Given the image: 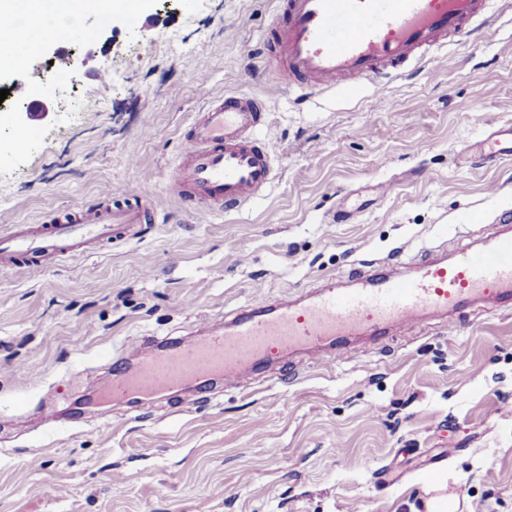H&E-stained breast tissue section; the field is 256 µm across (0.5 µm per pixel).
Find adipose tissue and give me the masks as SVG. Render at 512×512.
I'll return each instance as SVG.
<instances>
[{
  "instance_id": "ef3b65f1",
  "label": "adipose tissue",
  "mask_w": 512,
  "mask_h": 512,
  "mask_svg": "<svg viewBox=\"0 0 512 512\" xmlns=\"http://www.w3.org/2000/svg\"><path fill=\"white\" fill-rule=\"evenodd\" d=\"M139 9V0H0V15L25 14L29 26L20 30L0 27V69L24 64L29 52L43 36L64 39L71 20L82 18L91 10Z\"/></svg>"
}]
</instances>
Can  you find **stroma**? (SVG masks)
Listing matches in <instances>:
<instances>
[{
  "label": "stroma",
  "instance_id": "stroma-1",
  "mask_svg": "<svg viewBox=\"0 0 512 512\" xmlns=\"http://www.w3.org/2000/svg\"><path fill=\"white\" fill-rule=\"evenodd\" d=\"M274 7L141 0L134 21L86 16L96 56L41 119H18L29 100L14 85L61 72L62 53L83 56L85 42L46 41L0 72L12 92L0 111V236L144 172L162 217L137 239L0 272V512H424L430 480L458 493L459 512H512V309L479 304L451 323L362 336L333 362L278 356L205 391L113 406L106 421L68 413L143 337L296 299L363 260L454 250L512 212V162L463 154L488 123L512 121V0L483 40L448 46L453 64L435 54L354 95L274 100L268 195L183 212L169 184L181 138L208 100L263 95L243 49ZM339 205L353 213L342 224L330 220ZM467 208L476 223H460Z\"/></svg>",
  "mask_w": 512,
  "mask_h": 512
}]
</instances>
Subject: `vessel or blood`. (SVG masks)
Listing matches in <instances>:
<instances>
[{"label":"vessel or blood","mask_w":512,"mask_h":512,"mask_svg":"<svg viewBox=\"0 0 512 512\" xmlns=\"http://www.w3.org/2000/svg\"><path fill=\"white\" fill-rule=\"evenodd\" d=\"M498 0H275L273 18L257 42L268 77L264 96L227 94L199 110L181 141L172 173L192 214L239 210L263 197L275 179L268 143L274 128L270 100L337 86L350 94L366 81L396 78L461 35L486 28ZM484 164L512 161V123H493L476 149ZM152 182L114 192L97 207L53 215L46 224H19L0 236V269L38 266L55 256L82 254L120 234L154 223ZM481 258L469 248L452 258L426 253L408 259V273L368 265L355 288L329 287L302 301H263L224 325L205 324L203 337L147 348L135 366L114 368L91 398L109 413L117 402L148 399L217 376H237L288 352L343 351L355 336L421 321L477 303L512 302V214L502 213L480 238Z\"/></svg>","instance_id":"obj_1"}]
</instances>
